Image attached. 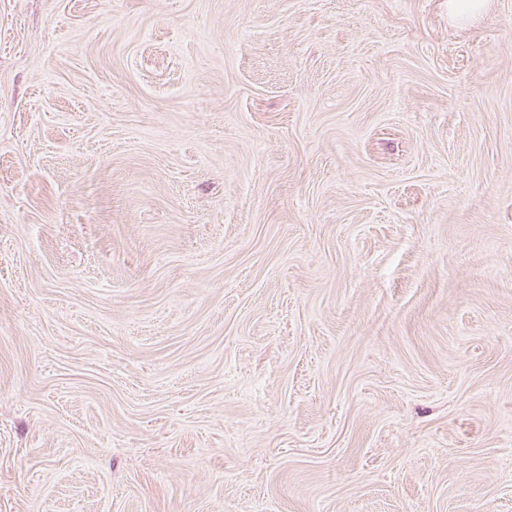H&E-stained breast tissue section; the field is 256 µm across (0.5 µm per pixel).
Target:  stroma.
Instances as JSON below:
<instances>
[{"instance_id": "obj_1", "label": "stroma", "mask_w": 512, "mask_h": 512, "mask_svg": "<svg viewBox=\"0 0 512 512\" xmlns=\"http://www.w3.org/2000/svg\"><path fill=\"white\" fill-rule=\"evenodd\" d=\"M0 512H512V0H0Z\"/></svg>"}]
</instances>
